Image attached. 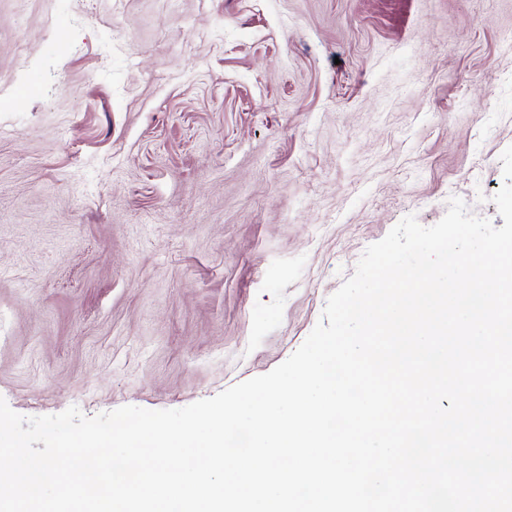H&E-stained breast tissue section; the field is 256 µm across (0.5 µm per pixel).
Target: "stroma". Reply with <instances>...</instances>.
I'll return each instance as SVG.
<instances>
[{
	"mask_svg": "<svg viewBox=\"0 0 512 512\" xmlns=\"http://www.w3.org/2000/svg\"><path fill=\"white\" fill-rule=\"evenodd\" d=\"M512 0H0V397L182 408L448 200L502 227Z\"/></svg>",
	"mask_w": 512,
	"mask_h": 512,
	"instance_id": "obj_1",
	"label": "stroma"
}]
</instances>
